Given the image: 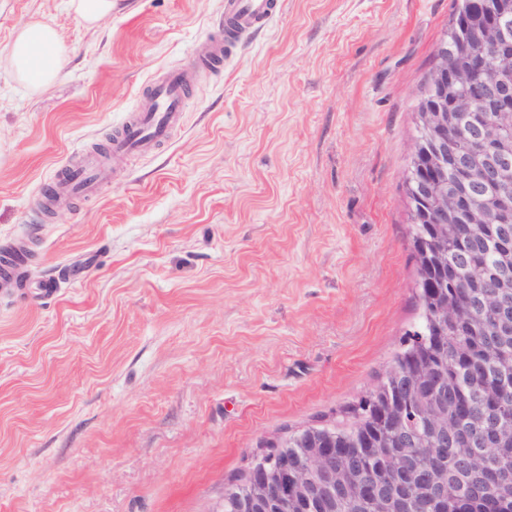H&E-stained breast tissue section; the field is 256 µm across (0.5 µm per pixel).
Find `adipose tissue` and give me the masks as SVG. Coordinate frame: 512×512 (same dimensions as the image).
Instances as JSON below:
<instances>
[{"instance_id":"adipose-tissue-1","label":"adipose tissue","mask_w":512,"mask_h":512,"mask_svg":"<svg viewBox=\"0 0 512 512\" xmlns=\"http://www.w3.org/2000/svg\"><path fill=\"white\" fill-rule=\"evenodd\" d=\"M8 58L20 84L36 93L48 91L64 66L58 31L43 21L27 23L16 32Z\"/></svg>"}]
</instances>
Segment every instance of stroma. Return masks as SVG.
I'll return each instance as SVG.
<instances>
[{
	"label": "stroma",
	"mask_w": 512,
	"mask_h": 512,
	"mask_svg": "<svg viewBox=\"0 0 512 512\" xmlns=\"http://www.w3.org/2000/svg\"><path fill=\"white\" fill-rule=\"evenodd\" d=\"M456 0H283L203 73L185 121L89 199L39 194L189 62L224 0H0V512H221L261 442L339 417L419 323L405 178ZM66 64L34 94L16 31ZM57 295L40 297L46 276ZM119 0H68L69 7L87 25L94 27L112 16ZM8 58L20 84L35 93L48 91L64 66L58 31L47 22L27 23L16 32Z\"/></svg>",
	"instance_id": "35a3bbf8"
}]
</instances>
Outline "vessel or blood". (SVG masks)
Instances as JSON below:
<instances>
[{
    "instance_id": "obj_1",
    "label": "vessel or blood",
    "mask_w": 512,
    "mask_h": 512,
    "mask_svg": "<svg viewBox=\"0 0 512 512\" xmlns=\"http://www.w3.org/2000/svg\"><path fill=\"white\" fill-rule=\"evenodd\" d=\"M280 11L281 0H224L223 33L211 37L189 65L173 67L149 85L141 107L113 132L105 152L90 151L77 163L63 165L53 184L43 191V204L68 205L94 196L112 175L102 160L103 153H111L117 160L130 154L153 153L167 143L172 131L184 121L199 72L208 63L226 59L240 40L266 27Z\"/></svg>"
}]
</instances>
